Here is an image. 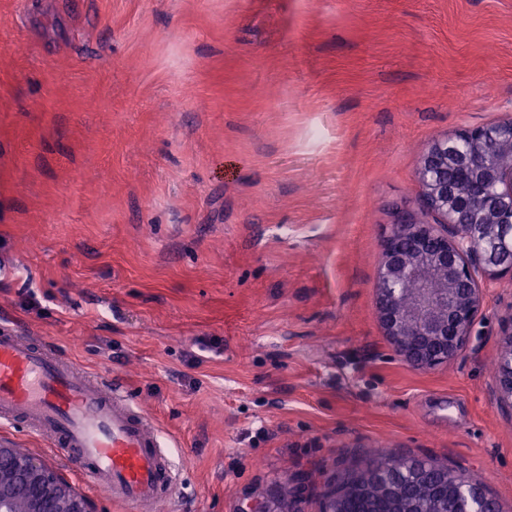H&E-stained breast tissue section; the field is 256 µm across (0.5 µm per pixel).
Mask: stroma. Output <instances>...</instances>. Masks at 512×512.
<instances>
[{
  "label": "stroma",
  "mask_w": 512,
  "mask_h": 512,
  "mask_svg": "<svg viewBox=\"0 0 512 512\" xmlns=\"http://www.w3.org/2000/svg\"><path fill=\"white\" fill-rule=\"evenodd\" d=\"M509 119L512 0H0V314L153 418L163 512H322L378 448L512 512V279L476 270L469 342L431 370L375 311L423 155ZM496 384L500 404L512 409V317L502 329Z\"/></svg>",
  "instance_id": "stroma-1"
}]
</instances>
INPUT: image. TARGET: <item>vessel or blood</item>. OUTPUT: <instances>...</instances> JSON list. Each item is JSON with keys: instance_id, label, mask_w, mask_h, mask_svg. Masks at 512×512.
Here are the masks:
<instances>
[{"instance_id": "b4317fda", "label": "vessel or blood", "mask_w": 512, "mask_h": 512, "mask_svg": "<svg viewBox=\"0 0 512 512\" xmlns=\"http://www.w3.org/2000/svg\"><path fill=\"white\" fill-rule=\"evenodd\" d=\"M0 422L74 451L84 478L119 512H157L178 485L151 417L125 388L0 326Z\"/></svg>"}]
</instances>
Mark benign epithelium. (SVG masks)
Masks as SVG:
<instances>
[{
    "label": "benign epithelium",
    "instance_id": "obj_1",
    "mask_svg": "<svg viewBox=\"0 0 512 512\" xmlns=\"http://www.w3.org/2000/svg\"><path fill=\"white\" fill-rule=\"evenodd\" d=\"M512 120L465 129L436 140L418 171L422 204L434 216L423 222L396 215L381 244L376 311L395 352L417 368L442 364L467 343L481 291L471 268L512 278ZM496 384L500 404L512 409V319L503 326ZM445 483L457 487L454 509L428 508L424 484L409 496L378 487L374 512H500L488 510L483 487L448 466ZM0 512H96L93 501L41 459L0 442Z\"/></svg>",
    "mask_w": 512,
    "mask_h": 512
}]
</instances>
